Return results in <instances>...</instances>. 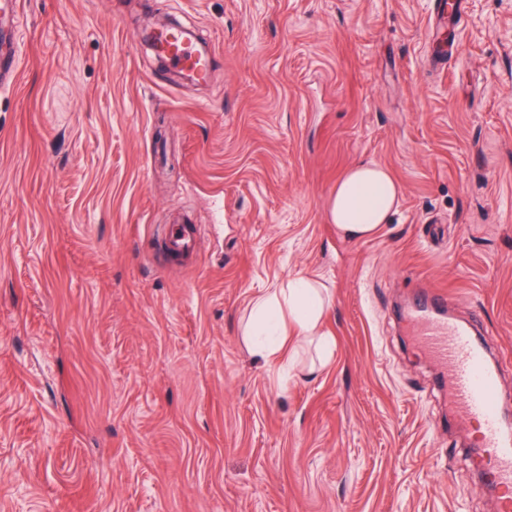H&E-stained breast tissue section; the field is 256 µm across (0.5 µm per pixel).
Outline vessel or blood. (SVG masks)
<instances>
[{
    "instance_id": "b4317fda",
    "label": "vessel or blood",
    "mask_w": 512,
    "mask_h": 512,
    "mask_svg": "<svg viewBox=\"0 0 512 512\" xmlns=\"http://www.w3.org/2000/svg\"><path fill=\"white\" fill-rule=\"evenodd\" d=\"M21 15L19 0H0V83L7 86L14 84L19 72ZM159 49L174 65L190 68L198 79L208 78L210 56L196 53L178 34L163 35ZM161 243L170 255H192L195 230L174 225L163 234ZM447 303L445 292L428 291L410 311L409 322L414 336L447 370L448 389L457 401L459 418L480 422L483 434L474 445V456L483 465L487 483L499 492L502 512H512V435L503 429L498 369L469 328L440 315V308Z\"/></svg>"
}]
</instances>
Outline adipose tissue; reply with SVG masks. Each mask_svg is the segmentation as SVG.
Returning <instances> with one entry per match:
<instances>
[{
  "label": "adipose tissue",
  "mask_w": 512,
  "mask_h": 512,
  "mask_svg": "<svg viewBox=\"0 0 512 512\" xmlns=\"http://www.w3.org/2000/svg\"><path fill=\"white\" fill-rule=\"evenodd\" d=\"M399 198L400 186L387 169L373 163H360L337 180L328 203L327 218L341 236L367 238L391 221ZM326 306L321 284L305 276L289 279L285 287L259 296L252 308L256 332L263 338L257 347L258 353L267 358L279 355L289 329L293 328L298 335L318 337L324 357H331V342L319 333Z\"/></svg>",
  "instance_id": "obj_1"
}]
</instances>
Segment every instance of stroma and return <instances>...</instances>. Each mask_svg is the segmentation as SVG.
Instances as JSON below:
<instances>
[{"instance_id": "obj_1", "label": "stroma", "mask_w": 512, "mask_h": 512, "mask_svg": "<svg viewBox=\"0 0 512 512\" xmlns=\"http://www.w3.org/2000/svg\"><path fill=\"white\" fill-rule=\"evenodd\" d=\"M22 0L0 88V512H496L441 369L401 318L420 288L482 311L512 409V0ZM192 27L208 83L158 65ZM388 169L391 223L347 240L343 172ZM199 229L166 263L173 214ZM309 275L334 352L252 354L254 300Z\"/></svg>"}]
</instances>
